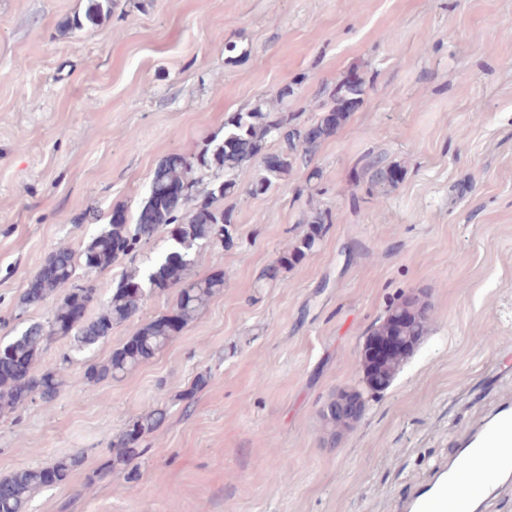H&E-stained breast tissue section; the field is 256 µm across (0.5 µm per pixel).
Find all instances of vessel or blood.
Returning a JSON list of instances; mask_svg holds the SVG:
<instances>
[{"label":"vessel or blood","instance_id":"b4317fda","mask_svg":"<svg viewBox=\"0 0 512 512\" xmlns=\"http://www.w3.org/2000/svg\"><path fill=\"white\" fill-rule=\"evenodd\" d=\"M492 461L503 480L512 479V408L502 410L487 423L467 447L453 454L442 485L433 486L414 501V512H473L474 504L488 493L478 475L483 461ZM465 485L469 496L456 497L451 487Z\"/></svg>","mask_w":512,"mask_h":512}]
</instances>
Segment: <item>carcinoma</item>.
Masks as SVG:
<instances>
[{
    "label": "carcinoma",
    "instance_id": "cac0c4a2",
    "mask_svg": "<svg viewBox=\"0 0 512 512\" xmlns=\"http://www.w3.org/2000/svg\"><path fill=\"white\" fill-rule=\"evenodd\" d=\"M118 0H88L84 17L69 24L81 31L96 24L117 8ZM366 93L360 77L348 78L329 91L331 106L312 124L295 123L294 114L283 107L294 88L285 85L270 100L259 101L248 112H235L224 119V135L209 139L193 156L170 154L154 169L146 197L132 214L117 208L109 224L91 236L77 250L58 248L48 254L31 277L19 300L20 308L57 297L50 317L28 325L20 334L0 346V415L15 411L28 401L52 403L63 385L64 366L39 370L36 364L47 346L69 339L77 346L92 347L107 339L112 327L138 315L147 292L166 291L178 286L171 311L142 323L130 340L99 364H91L84 380L96 383L124 374L152 358L196 318L211 299L224 289V274L192 280L187 271L199 249L222 240H232V213L224 200L238 193L236 171L257 162L259 176L249 189L252 196L268 193L277 181L288 176L298 159H307L318 144L346 122ZM280 142V151L266 152L269 139ZM210 173L209 182L198 176ZM370 181L376 185L399 182L401 170L395 165L374 162ZM207 184L202 189L200 185ZM331 214L317 210L305 219L307 229L299 241L266 271L276 279L281 271L298 262L321 237ZM167 238L166 251L147 259L143 271L121 279L112 290L102 312L81 324L72 319L78 306L97 301L94 280L80 279L79 273H101L123 260L133 261L159 234ZM222 239H217V236ZM166 412L155 410L127 424L112 443L108 470L128 466L143 449L141 443L164 421ZM84 464L80 453L59 457L49 467L29 468L0 478V512H25L28 498L39 487L59 486Z\"/></svg>",
    "mask_w": 512,
    "mask_h": 512
}]
</instances>
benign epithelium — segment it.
I'll return each instance as SVG.
<instances>
[{
	"label": "benign epithelium",
	"instance_id": "benign-epithelium-1",
	"mask_svg": "<svg viewBox=\"0 0 512 512\" xmlns=\"http://www.w3.org/2000/svg\"><path fill=\"white\" fill-rule=\"evenodd\" d=\"M403 316L406 317L404 331L399 333L391 322H386L385 329L367 336L359 352L360 364L365 370V379L370 387H387L402 357L408 354L417 341V337L407 335L410 327L420 312L418 303H406ZM357 396L341 393L330 403L328 416L340 420L355 419L358 416Z\"/></svg>",
	"mask_w": 512,
	"mask_h": 512
}]
</instances>
